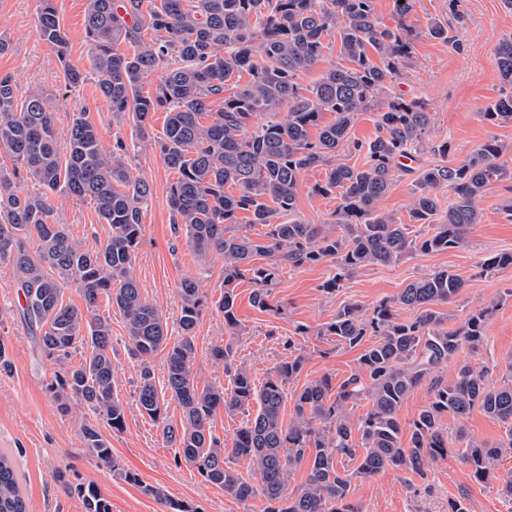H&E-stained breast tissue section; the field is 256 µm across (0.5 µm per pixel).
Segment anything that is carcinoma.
<instances>
[{
    "mask_svg": "<svg viewBox=\"0 0 512 512\" xmlns=\"http://www.w3.org/2000/svg\"><path fill=\"white\" fill-rule=\"evenodd\" d=\"M35 31L55 50L65 81L76 86L86 75L69 59L68 35L55 0H38ZM415 0H395L396 27L381 25L373 0H89L84 28L98 89L112 116L129 121L140 139L159 148L164 164L176 174L168 187L172 224L185 230L187 243L202 260H224V294L214 302L230 336L210 349L224 363L231 389L200 384L195 378V328L205 296L197 282L183 279L181 335L171 338L162 312L143 296L132 276L142 219L152 188L133 174L118 141L107 149L98 126L84 112L74 113L64 139L43 90L17 96L10 75L0 76V151L12 168L0 167V266L9 270L19 297L18 313L35 336L42 355L58 365L47 391L58 412L67 416L83 404L96 416L80 426L89 453L125 481L165 503L168 512H197L145 484L112 455L106 432H120L126 408L114 380L111 324L95 314L106 298L126 322L127 348L138 361L139 411L162 426L174 449V462L194 468L224 495L240 502L257 498L259 512H355L352 481L388 469L408 471L421 480L429 468L448 459V433L442 417L456 420V457L477 481L487 479L505 449H512V359L502 384L489 382L490 369L462 361L454 378L440 372L465 351L485 344V327L494 306L468 313L457 327L434 306L457 297L464 281L440 269L411 281L391 301L369 312L348 303L319 336L361 348L359 370L331 390L327 377L306 383L294 399L292 418L283 420L288 384L305 358L298 343L260 383L235 364L234 337L239 330L234 283L248 278L256 285L253 303L264 311L280 269L329 260L335 274L321 288L332 294L343 280L371 265L399 262L415 251L443 252L462 247L472 227L481 223L477 200L493 182L512 180L504 161L507 146L485 141L464 160L427 168L403 166L431 148L443 157L451 145L426 144L432 115L422 102L402 98L374 101L412 58L420 31L406 24ZM462 23L457 0H448V20L430 23L428 34L458 48L448 37ZM335 37L340 61L310 87L300 75L322 60L324 41ZM123 43L134 53L119 50ZM501 97L481 113L491 124L512 122V39L497 47ZM159 73L153 93L142 94L143 80ZM248 80L239 83L243 75ZM237 76L227 92L226 82ZM376 102L377 133L367 144L350 132L371 102ZM283 119H278L283 107ZM167 112L164 135L152 139L154 113ZM328 111L334 120L318 126ZM263 112L272 120L252 124ZM365 152L361 165L341 153ZM327 167L316 194H338L331 224H305L297 217L296 199L304 174ZM414 176L415 199L408 222L381 211L380 202L399 174ZM30 180L40 187H21ZM453 193L448 209L440 206L442 189ZM54 194L86 198L95 205L107 238L89 252L68 225L54 220ZM264 227L254 238L238 224ZM266 264H255L256 258ZM512 267V252L481 263L492 274ZM77 285L84 307L65 300ZM416 315L401 318L399 311ZM164 353L166 388L182 410L180 423L165 417V401L155 382L154 358ZM427 387L431 400L411 424L404 441L398 410L410 393ZM366 402L367 412L354 422L347 406ZM258 409L226 441L212 431L216 411L233 415ZM479 410L502 424L506 439L497 446L477 441L466 421ZM247 464L260 476L253 485L236 468ZM307 465L306 481L288 493L295 471ZM75 492L85 512H112L111 501L93 483ZM0 512H28L14 456L0 451Z\"/></svg>",
    "mask_w": 512,
    "mask_h": 512,
    "instance_id": "obj_1",
    "label": "carcinoma"
}]
</instances>
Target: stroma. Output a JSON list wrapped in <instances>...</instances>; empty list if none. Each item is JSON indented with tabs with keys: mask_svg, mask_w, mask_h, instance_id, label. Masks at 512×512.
Returning a JSON list of instances; mask_svg holds the SVG:
<instances>
[{
	"mask_svg": "<svg viewBox=\"0 0 512 512\" xmlns=\"http://www.w3.org/2000/svg\"><path fill=\"white\" fill-rule=\"evenodd\" d=\"M88 2L56 0L68 33L69 55L87 73L83 83L66 86L55 52L37 37L38 0H0V38L9 43L8 50L0 54V75H12L22 93L37 87L46 90L59 134H66L74 112L83 110L99 127L106 147H113L118 140L124 142L134 173L145 177L153 188L143 216V238L133 276L144 296L165 316L173 337L181 333L179 284L186 278L198 283L209 306L196 326L195 374L200 382L228 386L223 365L209 356L212 346L230 338L223 315L214 307L224 292V262L215 256L200 261L189 248L184 232L170 222L167 191L172 173L130 123L119 125L113 120L90 62L84 30ZM459 8L466 24L458 33L461 45L454 48L426 32L431 19L447 18L448 0H416L410 19L421 35L415 41L410 67L389 92L421 99L433 115L430 143L446 141L452 146L445 157L422 152L420 166L458 162L492 138L507 146L506 158L512 163V123L496 126L480 115L482 108L502 93L496 48L512 37V9L502 0H460ZM324 178V169L318 168L307 172L299 184L297 216L303 223L325 224L331 219L336 199L311 191ZM511 199L512 181L490 184L478 202L482 222L472 228L465 246L448 252L418 251L394 264L365 268L331 295L320 285L333 274L332 262L283 267L273 291L274 303L282 308L278 315L254 306V284L240 281L235 288L241 325L239 336L234 337L238 361L249 368L255 380H264L285 355L282 337L297 336V327L304 325L308 335L297 338L305 366L298 380L289 384V392L325 376L340 384L356 371L359 352L319 336L318 328L331 321L344 304L373 307L395 298L415 278L449 268L465 282L458 297L440 307L449 325L459 324L471 308L493 301L498 304L487 323L488 345L474 360L493 366L494 379H501V366L512 355V268L484 275L480 265L497 253L512 251V222L502 213ZM52 204L57 222L70 225L83 248L93 251L105 243L107 227L101 224L93 204L62 195L53 196ZM17 309L18 291L8 270L0 267V340L6 343L12 362L11 373L0 375V450H9L16 458L29 512H84L80 499L66 487L70 481L95 483L111 500L112 512H166L164 502L145 495L141 485L114 476L89 454L79 426L93 419L91 410L82 406L68 417L58 413L46 390L56 366L39 357ZM98 314L112 326L115 382L126 407L124 430L108 435L113 455L125 469L140 476L141 484L159 487L168 497L198 507L199 512H258L259 500L237 502L205 482L195 469L175 464L174 451L164 443L161 426L137 407L138 362L127 351L121 314L104 299L99 302ZM61 471L67 472V482L57 480ZM501 486L495 478L474 480L469 469L451 457L434 464L426 480L415 485L408 474L397 469L359 482L352 502L358 512H448L449 503L461 498L468 512H512V497L503 494Z\"/></svg>",
	"mask_w": 512,
	"mask_h": 512,
	"instance_id": "obj_1",
	"label": "stroma"
}]
</instances>
